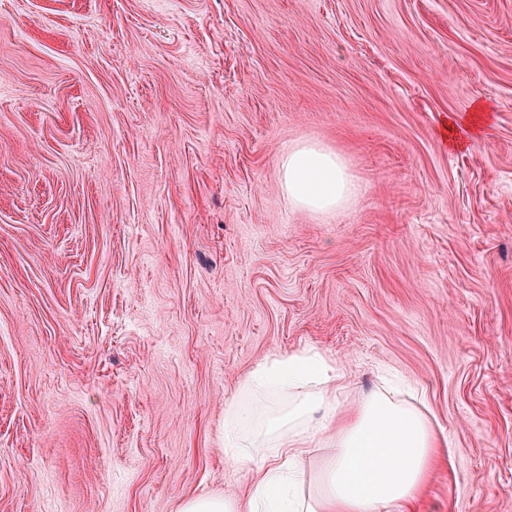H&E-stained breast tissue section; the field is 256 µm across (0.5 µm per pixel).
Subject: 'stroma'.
<instances>
[{"label":"stroma","mask_w":512,"mask_h":512,"mask_svg":"<svg viewBox=\"0 0 512 512\" xmlns=\"http://www.w3.org/2000/svg\"><path fill=\"white\" fill-rule=\"evenodd\" d=\"M304 348L423 392L416 512H512V0H0V512L244 495L224 406ZM279 168L283 192L299 210L333 214L356 194L343 159L322 144L304 142L282 151Z\"/></svg>","instance_id":"stroma-1"}]
</instances>
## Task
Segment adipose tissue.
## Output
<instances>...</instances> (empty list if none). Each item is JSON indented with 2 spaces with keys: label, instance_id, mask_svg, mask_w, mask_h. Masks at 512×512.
I'll return each mask as SVG.
<instances>
[{
  "label": "adipose tissue",
  "instance_id": "1",
  "mask_svg": "<svg viewBox=\"0 0 512 512\" xmlns=\"http://www.w3.org/2000/svg\"><path fill=\"white\" fill-rule=\"evenodd\" d=\"M279 168L303 211L334 213L356 193L343 159L319 143L282 151ZM345 387L334 360L310 349L258 365L224 409V462L249 477L248 494L190 497L179 512H405L436 457L432 421L383 390L342 406ZM316 446L324 461L306 469Z\"/></svg>",
  "mask_w": 512,
  "mask_h": 512
}]
</instances>
